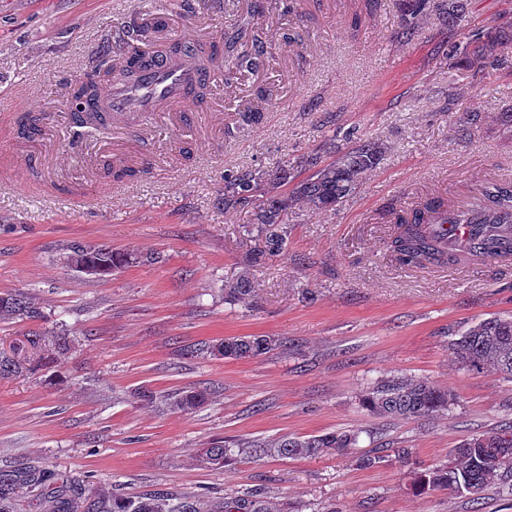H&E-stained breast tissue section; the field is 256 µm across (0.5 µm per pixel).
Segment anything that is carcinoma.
Here are the masks:
<instances>
[{
	"label": "carcinoma",
	"mask_w": 512,
	"mask_h": 512,
	"mask_svg": "<svg viewBox=\"0 0 512 512\" xmlns=\"http://www.w3.org/2000/svg\"><path fill=\"white\" fill-rule=\"evenodd\" d=\"M448 28V59L470 68H486L497 62L496 48L512 42V30L503 26L465 33L460 22L468 9V0H401L402 22L396 37L410 41L415 37L420 20L430 8ZM146 29H138L115 49L95 57L89 71L83 74L82 85L77 80L63 82L73 123L81 126L86 110L76 106L96 97L102 78L129 74L122 65L130 42H142ZM175 51L190 53L202 59L219 62L218 45L214 42L198 45H172ZM265 47L258 40L243 45L235 59L240 67L258 68L263 64ZM344 144L336 139L324 142L322 151L301 154L281 160L267 169L224 171V211H246L253 216L249 232L258 238V246L248 254V262L257 264L266 255L281 252L288 242L290 228L285 222L288 209L295 205L312 210L331 211L343 199L359 189L366 177L383 160L385 144L365 137L351 129L343 135ZM477 195L493 210L512 214V187L490 184L478 188ZM397 231L386 242L395 261L408 268L442 265L454 261L452 254L442 250L427 232L426 225L440 218L448 219V205L443 199L431 198L413 210L389 208ZM73 267L98 263L114 271L140 263L154 261L108 245L73 244L65 256ZM248 277L225 286L230 301H244L251 296ZM41 316L33 299L22 292L0 293V323L35 319ZM71 337L55 333L46 337L32 333L25 341L0 351V379L17 374L35 375L56 366L59 356L71 348ZM278 348V340L269 336L230 337L220 342L190 350L191 354L224 359H255ZM449 349L461 367L476 373L493 372L512 380V316H491L482 319L449 341ZM205 389L175 390L164 395L168 404L180 411L195 410L206 403ZM457 403V394L439 388L421 378L388 379L361 395L359 406L367 412L384 417L413 419L443 414ZM360 429H338L318 436L288 437L274 443L244 441L229 437L216 440L204 449L205 463L220 469L235 460L246 448L252 457H303L323 454H344L356 447ZM511 436L512 422L466 438L451 449L448 463L414 473L412 486L420 494L442 490L448 493L477 495L499 481L512 477V446L496 447L492 441ZM54 473L40 469L28 470L12 478L0 479V512H15L20 489L35 484H49ZM49 512H196L188 500L172 502L165 496L142 497L137 500L111 497L102 491L92 492L80 484L67 487L49 500Z\"/></svg>",
	"instance_id": "carcinoma-1"
}]
</instances>
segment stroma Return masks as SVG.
Segmentation results:
<instances>
[{"instance_id": "stroma-1", "label": "stroma", "mask_w": 512, "mask_h": 512, "mask_svg": "<svg viewBox=\"0 0 512 512\" xmlns=\"http://www.w3.org/2000/svg\"><path fill=\"white\" fill-rule=\"evenodd\" d=\"M0 0V292L34 298L41 318L0 323V348L32 332L67 329L64 378L0 379V476L49 468L128 498L193 497L199 512L228 498L267 512H512V491L488 487L479 501L445 491L415 494L414 471L446 463L451 448L512 421V381L461 369L449 334L512 315V265L404 268L383 242L395 231L387 205L430 196L465 200L488 181L512 182V45L504 65L466 69L438 50L448 32L424 18L413 42L396 41L399 0H301L297 14H255L260 0ZM161 19L168 41L219 39L239 24L266 41V64L210 85L199 128L158 123L150 146L112 137L74 152L61 91L101 46L133 23ZM272 87L275 106L235 129L241 102ZM40 120V135L13 125L15 96ZM479 110L471 134L454 122ZM351 128L384 141L380 165L336 210L289 209L284 250L257 267L243 262L248 214L224 212V172L270 166L317 151ZM192 145L183 160L179 141ZM147 150L148 175L100 181V160ZM108 244L152 262L99 279L64 262L70 245ZM249 277L248 302L224 298ZM270 336L256 359L190 358L184 351L228 337ZM393 377L424 378L455 391L448 413L401 420L361 409L360 394ZM204 387L206 404L183 413L135 391ZM362 429L356 452L313 457L241 456L214 469L200 453L213 439L274 442ZM409 448L408 463L394 451ZM381 461L360 466L359 454Z\"/></svg>"}]
</instances>
